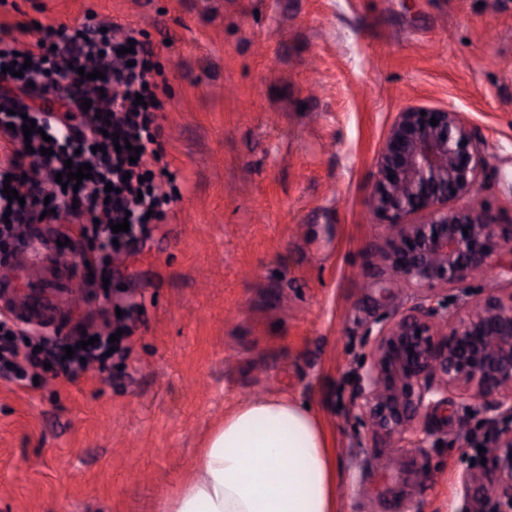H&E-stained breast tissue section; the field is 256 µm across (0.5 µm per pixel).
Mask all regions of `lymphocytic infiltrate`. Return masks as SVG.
<instances>
[{
    "mask_svg": "<svg viewBox=\"0 0 512 512\" xmlns=\"http://www.w3.org/2000/svg\"><path fill=\"white\" fill-rule=\"evenodd\" d=\"M38 38L29 43L0 39V189L11 186L20 195L9 201L0 192V256H14L39 243L57 245L66 241L74 254L73 266L92 273L94 289L116 271L114 261L129 254L142 241L149 227L161 223L172 204L179 200L177 185L168 166L159 159L164 149L155 125L156 103L167 89L153 52L142 42H131L119 28L87 22L67 27L41 25ZM133 53H126V46ZM19 63L22 76L9 74ZM98 79H90L93 71ZM28 90L46 102L38 112L14 98V91ZM143 104H136V97ZM64 101L65 113L55 112L53 100ZM90 109H83V101ZM32 118L36 131L25 135V118ZM129 140L140 150L131 161L130 149L116 150L115 139ZM51 147L43 156L39 177L28 174L32 151ZM90 164L89 178L79 189H65L55 176L64 172L65 161ZM65 216L69 225L57 226ZM128 222V230L113 232L114 224ZM139 303L124 308L121 317L103 321L86 331L44 334L19 326L0 314V373L21 383H33L46 373L75 377L94 369H110L109 349L128 359L130 346H111L109 339L126 328L138 313ZM95 338V345L79 348L83 337ZM73 356H66V347Z\"/></svg>",
    "mask_w": 512,
    "mask_h": 512,
    "instance_id": "obj_1",
    "label": "lymphocytic infiltrate"
}]
</instances>
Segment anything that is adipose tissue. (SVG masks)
<instances>
[{
  "mask_svg": "<svg viewBox=\"0 0 512 512\" xmlns=\"http://www.w3.org/2000/svg\"><path fill=\"white\" fill-rule=\"evenodd\" d=\"M336 457L310 409L254 398L225 415L165 512H336Z\"/></svg>",
  "mask_w": 512,
  "mask_h": 512,
  "instance_id": "ef3b65f1",
  "label": "adipose tissue"
}]
</instances>
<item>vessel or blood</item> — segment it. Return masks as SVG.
I'll return each mask as SVG.
<instances>
[{
	"instance_id": "obj_1",
	"label": "vessel or blood",
	"mask_w": 512,
	"mask_h": 512,
	"mask_svg": "<svg viewBox=\"0 0 512 512\" xmlns=\"http://www.w3.org/2000/svg\"><path fill=\"white\" fill-rule=\"evenodd\" d=\"M76 272L54 251L37 248L23 261L0 263V312L25 327L62 330Z\"/></svg>"
}]
</instances>
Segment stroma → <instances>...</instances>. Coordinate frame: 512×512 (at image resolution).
<instances>
[{
  "mask_svg": "<svg viewBox=\"0 0 512 512\" xmlns=\"http://www.w3.org/2000/svg\"><path fill=\"white\" fill-rule=\"evenodd\" d=\"M35 20L115 24L152 49L182 199L120 258L110 295L69 308L77 326L143 300L122 369L0 376V512H163L225 413L265 396L317 414L338 512H463L486 414L449 394L392 468L349 377L375 321L424 295L377 257L370 198L398 112H459L488 162L457 205L512 225V0H12L0 38L33 40Z\"/></svg>",
  "mask_w": 512,
  "mask_h": 512,
  "instance_id": "35a3bbf8",
  "label": "stroma"
}]
</instances>
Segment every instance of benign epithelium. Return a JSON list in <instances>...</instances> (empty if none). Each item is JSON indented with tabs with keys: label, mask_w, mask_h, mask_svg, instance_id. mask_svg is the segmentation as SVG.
I'll use <instances>...</instances> for the list:
<instances>
[{
	"label": "benign epithelium",
	"mask_w": 512,
	"mask_h": 512,
	"mask_svg": "<svg viewBox=\"0 0 512 512\" xmlns=\"http://www.w3.org/2000/svg\"><path fill=\"white\" fill-rule=\"evenodd\" d=\"M486 163L485 144L457 112L408 107L393 122L370 206L387 227L382 258L392 285L428 295L393 322H377L353 409L365 427L394 440L389 463L397 467L401 449L427 442L417 418L448 393L485 406L495 428L464 475L474 489L466 512H512V292L505 296L490 281L483 296L454 305L438 292L476 272L512 275V225L485 208L450 206L475 190ZM416 214L424 221L407 223Z\"/></svg>",
	"instance_id": "benign-epithelium-1"
}]
</instances>
